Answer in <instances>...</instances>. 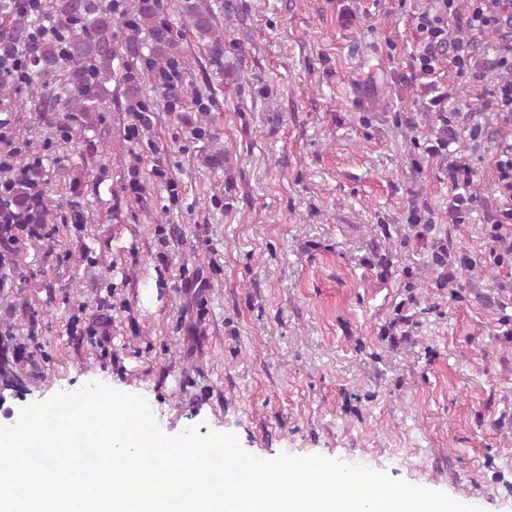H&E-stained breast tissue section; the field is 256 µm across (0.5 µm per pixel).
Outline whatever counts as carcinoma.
Masks as SVG:
<instances>
[{
	"mask_svg": "<svg viewBox=\"0 0 512 512\" xmlns=\"http://www.w3.org/2000/svg\"><path fill=\"white\" fill-rule=\"evenodd\" d=\"M135 27L126 33L127 54L139 51L142 33L149 38L148 50L157 63L174 57L178 44L167 21L159 18L151 0H133ZM182 13L202 40L217 54L224 51V40L215 30L213 14L204 0H182ZM0 22L9 26L11 40L20 47L31 65L28 96L34 111L42 104H52L65 119L77 114L104 111L112 79V65L117 58L116 34L112 11L100 0H45L39 13L19 12L9 0H0ZM45 25L55 34L41 40L31 32ZM39 167H23L9 199L0 203V224H45L52 215L46 201L33 205L30 186L40 183Z\"/></svg>",
	"mask_w": 512,
	"mask_h": 512,
	"instance_id": "obj_1",
	"label": "carcinoma"
}]
</instances>
